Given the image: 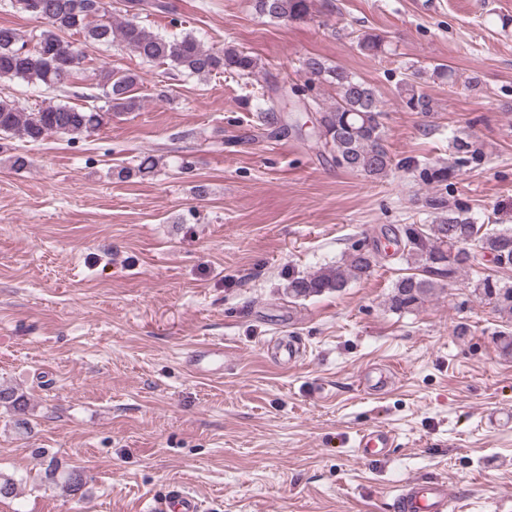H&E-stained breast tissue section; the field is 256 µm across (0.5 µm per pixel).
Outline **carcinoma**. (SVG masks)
<instances>
[{"mask_svg": "<svg viewBox=\"0 0 512 512\" xmlns=\"http://www.w3.org/2000/svg\"><path fill=\"white\" fill-rule=\"evenodd\" d=\"M262 18L282 21H306L316 13L314 0H251ZM30 15L43 20L39 32L28 34L17 28L0 26V82L15 79L60 90L83 59V52L64 39L68 32L81 33L86 43L116 44L135 53L147 63L167 64L188 77L219 73L250 78L261 72L260 60L233 45L222 50L205 47L190 33L170 39L137 21L147 12L173 13L167 0H124V14L112 13L109 0H32ZM356 49L363 55L380 59L387 53L385 36L365 32L356 37ZM304 83L282 86L274 81L262 94L256 107L262 124L279 134L288 129L284 114L300 109L301 102L319 112L316 130L309 136L329 152L336 166L369 179H382L395 167L385 145L383 123L387 101L379 91L340 65H330L319 56H308L301 64ZM420 71L411 67L395 90L398 105L410 112L435 111L434 99L419 82ZM430 78L453 86L458 74L451 66H433ZM140 76L120 73L112 68L99 71L89 91L80 95L84 104L49 103L35 112H26L0 97V139H18L37 143L50 135L70 140L87 136L105 124L112 111L133 112L140 108L134 87ZM334 92L329 103L321 92ZM451 164L415 168L416 181L424 186L448 185L456 172L475 170L484 161L483 146L468 136L453 135L449 140ZM159 160L145 155L126 170L141 177L157 171ZM423 208L432 216L428 224H401L394 231L399 260L407 272L393 282L387 294L389 308L411 312L444 290L448 282L466 273L472 275V293L493 305L512 324V277H499L482 271L479 259L492 257L500 269L512 270V227L481 232L470 203L450 199L442 192L424 197ZM374 255L362 248L334 264L296 276L288 281V297L299 300L342 291L356 280L370 275ZM0 406L10 411L16 431L31 432L28 397L17 388L0 383ZM46 477L69 496H85L87 476L81 469L58 473L54 465Z\"/></svg>", "mask_w": 512, "mask_h": 512, "instance_id": "obj_1", "label": "carcinoma"}]
</instances>
